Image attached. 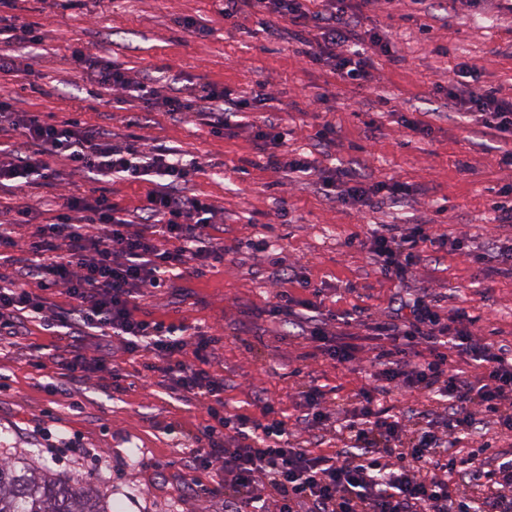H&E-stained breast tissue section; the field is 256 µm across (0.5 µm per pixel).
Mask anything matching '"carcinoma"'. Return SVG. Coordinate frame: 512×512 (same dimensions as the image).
Returning <instances> with one entry per match:
<instances>
[{"instance_id":"1","label":"carcinoma","mask_w":512,"mask_h":512,"mask_svg":"<svg viewBox=\"0 0 512 512\" xmlns=\"http://www.w3.org/2000/svg\"><path fill=\"white\" fill-rule=\"evenodd\" d=\"M0 512H112L91 485L72 486L9 448H0Z\"/></svg>"}]
</instances>
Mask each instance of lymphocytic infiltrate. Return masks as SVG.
I'll return each instance as SVG.
<instances>
[{
    "instance_id": "1",
    "label": "lymphocytic infiltrate",
    "mask_w": 512,
    "mask_h": 512,
    "mask_svg": "<svg viewBox=\"0 0 512 512\" xmlns=\"http://www.w3.org/2000/svg\"><path fill=\"white\" fill-rule=\"evenodd\" d=\"M223 14L234 21L277 14L294 26L316 29L319 37L308 57L327 60L340 78L359 84L372 81L375 58L386 50L378 34L358 32L353 17L334 0L314 10L306 0H224ZM90 78L169 114L201 113L218 130L229 127L235 113L251 104L247 98L229 97L210 81L184 90L150 86L112 62L93 64ZM449 98L484 128L512 130V98L476 87ZM2 126L16 131L19 140L0 160V184L29 178L52 184L64 160L89 178L116 174L140 182L150 176L154 186L136 211L135 220L152 227L147 234L129 233L130 221L117 216L107 197L62 195L54 223L37 225L20 246L14 227L27 223L33 203L24 198L0 211V250L18 247L25 257L16 276L0 274V351L12 345L7 330L28 316L46 331L64 329L63 377L71 384L110 369L114 352L153 354L146 371L171 377L188 397L209 403L205 442L185 450L181 467L189 473L216 468L235 512H267L269 501L276 512H457L441 476V460L450 456L452 444L430 430V411L391 420L377 410L374 396L364 394L358 419L348 426L353 444L330 455L317 454L289 442L288 424L271 405H262L257 418L226 413L224 381L210 370L212 337L196 336L194 361L187 364L181 359L186 342L174 324L137 316L135 300L142 289L167 287L175 270L201 275L206 267L223 263L228 253L215 235V211L183 192L198 164L183 163L157 145L143 147L131 136L116 137L104 126L48 123L41 113L16 111L6 98L0 99ZM324 184L337 187L338 201L362 207L374 206L383 192L395 199L406 193L397 182L366 185L355 169L346 167ZM433 240L421 226L399 236L373 228L362 244L385 279L404 284L415 264L413 248ZM24 279L62 291L73 302L69 315H53L50 299L21 287ZM376 328L391 338L390 348L374 358L378 377L447 394L452 402L449 429L471 427L473 410L480 407L512 432V357L504 350L444 322L424 295L409 309H395ZM95 334L102 342L92 353L86 342ZM420 342L426 343V352H415ZM447 343L469 356L476 370L473 378L449 374L442 351ZM464 483L482 497L475 512H512V457L487 458L471 466Z\"/></svg>"
}]
</instances>
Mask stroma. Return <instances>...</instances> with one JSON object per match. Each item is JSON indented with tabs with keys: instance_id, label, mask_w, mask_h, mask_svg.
Masks as SVG:
<instances>
[{
	"instance_id": "stroma-1",
	"label": "stroma",
	"mask_w": 512,
	"mask_h": 512,
	"mask_svg": "<svg viewBox=\"0 0 512 512\" xmlns=\"http://www.w3.org/2000/svg\"><path fill=\"white\" fill-rule=\"evenodd\" d=\"M20 14L38 40L17 46L31 74L0 75V96L19 111L39 112L51 123L77 118L111 127L147 144L161 143L200 166L190 193L223 220L229 253L201 276H176L172 285L144 291L139 317L188 326L215 339L212 371L224 380L228 413L260 417L256 399L286 416L291 443L340 447L337 429L359 406L358 393L374 389L372 360L389 341L347 313L373 317L397 305V287L384 279L358 241L370 227L426 226L447 236L446 246H418L406 285L428 289L441 315L465 311L467 326L483 342L512 351V227L501 224L496 204H512V133L485 130L448 104V79L457 63L478 65L482 89L512 96V0H468L451 11L445 0H374L358 11L363 29L383 36L374 79L357 85L331 64L300 54L297 39L273 40L254 20L232 25L220 0H81L50 6L20 0ZM192 18L198 31L184 29ZM110 59L129 75L180 85L209 80L233 95L267 96L262 110L246 109L223 133L195 112L170 117L137 98L90 85L71 55ZM137 126H128L130 116ZM282 117L289 156L315 162L307 174L275 169L253 145V124ZM332 127L334 146L321 132ZM353 166L370 184L398 181L401 202L380 199L372 208L328 200L318 170ZM150 185L116 177L88 180L63 168L55 185L40 190L32 224L49 223L61 194L104 195L130 212ZM318 305L337 341L353 347L340 364L297 338L295 325L268 316L281 292ZM42 344L30 351L16 339L0 354V443L30 452L55 477L91 484L112 500L113 512H224L217 470L186 473L180 459L189 434L205 425L203 402L184 397L174 382L145 371L152 356L116 353L114 373L99 372L70 391L58 385V337L30 322ZM326 393L330 422L307 421L302 396L308 385ZM386 414L443 412L447 397L424 389L391 388L376 397ZM459 449L493 455L512 450V433L478 413Z\"/></svg>"
}]
</instances>
